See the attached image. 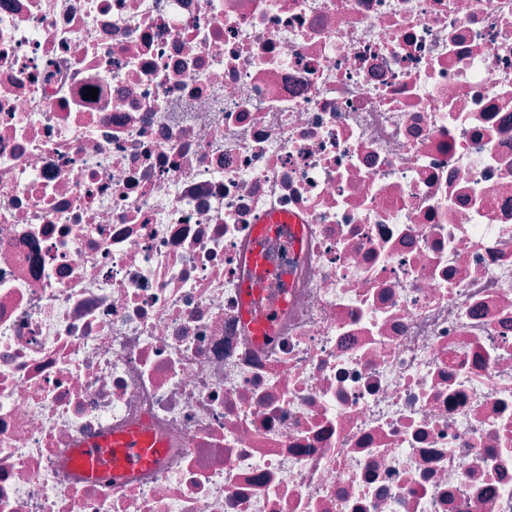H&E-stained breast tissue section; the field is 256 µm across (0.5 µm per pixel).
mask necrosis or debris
I'll list each match as a JSON object with an SVG mask.
<instances>
[{"label":"necrosis or debris","instance_id":"4bbe7bcc","mask_svg":"<svg viewBox=\"0 0 512 512\" xmlns=\"http://www.w3.org/2000/svg\"><path fill=\"white\" fill-rule=\"evenodd\" d=\"M0 512H512V0H0ZM112 442H90L83 448L87 460L86 470L88 476L94 481H100L112 471V458L108 455V448ZM119 456L124 471H132L151 464L159 456V448H146L140 435L133 432L118 446L112 447ZM115 473V469H113Z\"/></svg>","mask_w":512,"mask_h":512}]
</instances>
